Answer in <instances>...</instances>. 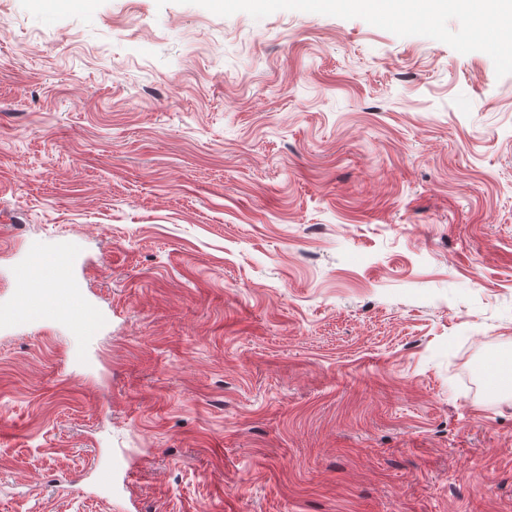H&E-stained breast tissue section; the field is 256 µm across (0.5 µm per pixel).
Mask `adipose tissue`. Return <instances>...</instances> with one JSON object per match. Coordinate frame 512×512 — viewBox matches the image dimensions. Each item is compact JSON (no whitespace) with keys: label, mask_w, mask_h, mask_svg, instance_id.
Masks as SVG:
<instances>
[{"label":"adipose tissue","mask_w":512,"mask_h":512,"mask_svg":"<svg viewBox=\"0 0 512 512\" xmlns=\"http://www.w3.org/2000/svg\"><path fill=\"white\" fill-rule=\"evenodd\" d=\"M323 10L345 9L371 14L381 12L395 17L425 21L448 12L467 17L474 38H481L484 28L501 18L508 24L502 30L503 39L512 38V0H486L482 11H474L471 0H322Z\"/></svg>","instance_id":"ef3b65f1"}]
</instances>
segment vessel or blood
Returning a JSON list of instances; mask_svg holds the SVG:
<instances>
[{"instance_id": "vessel-or-blood-1", "label": "vessel or blood", "mask_w": 512, "mask_h": 512, "mask_svg": "<svg viewBox=\"0 0 512 512\" xmlns=\"http://www.w3.org/2000/svg\"><path fill=\"white\" fill-rule=\"evenodd\" d=\"M75 265L71 249L62 247L49 254L40 239H29L23 262L13 270L17 290L9 308L0 312V324L51 317L96 335L104 316L88 299Z\"/></svg>"}]
</instances>
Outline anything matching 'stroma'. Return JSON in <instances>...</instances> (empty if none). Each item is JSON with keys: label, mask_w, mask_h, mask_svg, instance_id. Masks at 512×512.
<instances>
[{"label": "stroma", "mask_w": 512, "mask_h": 512, "mask_svg": "<svg viewBox=\"0 0 512 512\" xmlns=\"http://www.w3.org/2000/svg\"><path fill=\"white\" fill-rule=\"evenodd\" d=\"M512 41L0 0V512H512ZM111 472V485L101 475ZM75 265V255L68 247L48 255L40 239H29L23 262L13 269L19 288L10 307L0 312L1 326L52 317L76 323L88 336H95L102 329L104 316L88 299Z\"/></svg>", "instance_id": "35a3bbf8"}]
</instances>
